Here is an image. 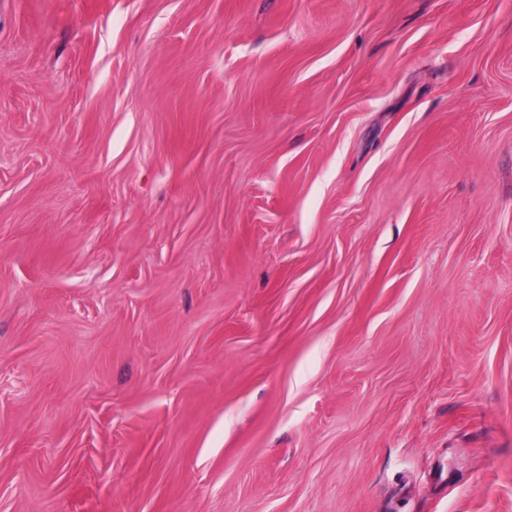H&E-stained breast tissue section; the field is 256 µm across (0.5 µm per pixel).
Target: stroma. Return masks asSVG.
Returning <instances> with one entry per match:
<instances>
[{
  "label": "stroma",
  "instance_id": "stroma-1",
  "mask_svg": "<svg viewBox=\"0 0 512 512\" xmlns=\"http://www.w3.org/2000/svg\"><path fill=\"white\" fill-rule=\"evenodd\" d=\"M0 512H512V0H0Z\"/></svg>",
  "mask_w": 512,
  "mask_h": 512
}]
</instances>
